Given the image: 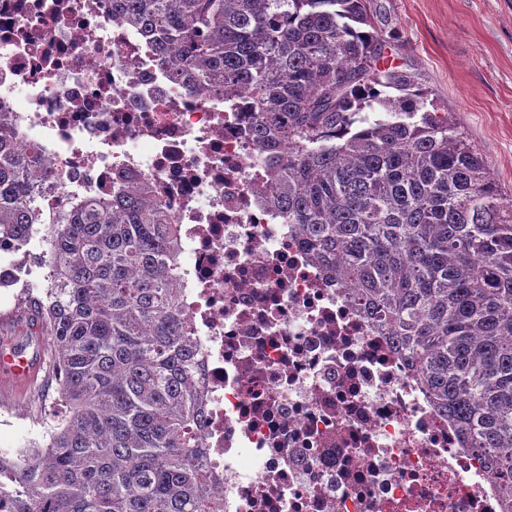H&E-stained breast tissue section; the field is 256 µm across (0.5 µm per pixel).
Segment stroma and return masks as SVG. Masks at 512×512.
I'll use <instances>...</instances> for the list:
<instances>
[{"label": "stroma", "instance_id": "obj_1", "mask_svg": "<svg viewBox=\"0 0 512 512\" xmlns=\"http://www.w3.org/2000/svg\"><path fill=\"white\" fill-rule=\"evenodd\" d=\"M375 25L390 42L393 64L417 74L486 159L512 200V0H372ZM46 243L9 253L18 282L0 287V315L30 309V290L44 286ZM35 378L22 393L0 390V451L44 442L57 396L49 345H41Z\"/></svg>", "mask_w": 512, "mask_h": 512}]
</instances>
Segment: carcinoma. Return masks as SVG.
<instances>
[{
	"mask_svg": "<svg viewBox=\"0 0 512 512\" xmlns=\"http://www.w3.org/2000/svg\"><path fill=\"white\" fill-rule=\"evenodd\" d=\"M112 16L224 111L249 93L271 203L354 285L512 512V201L416 76L384 64L370 0H112ZM57 180L0 112V250L49 225L24 335L54 349L60 402L46 443L0 452V512H224L167 203L127 175L47 213Z\"/></svg>",
	"mask_w": 512,
	"mask_h": 512,
	"instance_id": "carcinoma-1",
	"label": "carcinoma"
}]
</instances>
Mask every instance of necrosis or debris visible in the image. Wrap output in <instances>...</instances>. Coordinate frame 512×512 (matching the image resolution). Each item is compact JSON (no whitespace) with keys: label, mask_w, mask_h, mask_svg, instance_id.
<instances>
[{"label":"necrosis or debris","mask_w":512,"mask_h":512,"mask_svg":"<svg viewBox=\"0 0 512 512\" xmlns=\"http://www.w3.org/2000/svg\"><path fill=\"white\" fill-rule=\"evenodd\" d=\"M170 73L110 0H0V110L60 176L44 209L124 173L166 194L224 512H502L483 458L271 209L248 113Z\"/></svg>","instance_id":"4bbe7bcc"}]
</instances>
